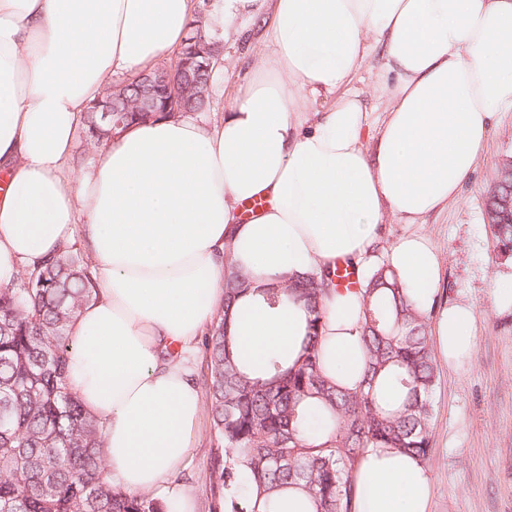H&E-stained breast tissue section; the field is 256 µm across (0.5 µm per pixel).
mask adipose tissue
I'll return each instance as SVG.
<instances>
[{
	"mask_svg": "<svg viewBox=\"0 0 512 512\" xmlns=\"http://www.w3.org/2000/svg\"><path fill=\"white\" fill-rule=\"evenodd\" d=\"M198 6L0 0V285L83 235L98 293L70 326L67 384L104 424L108 478L132 493L166 487L190 453L197 342L223 312L226 266L255 288L348 260L367 276L378 225L456 202L495 116L512 110V0H212L214 37L246 14L272 45L229 112L128 126L73 171L90 102L115 74L177 49ZM375 53L387 100L376 121L350 90ZM385 261L415 306L431 307L442 258L428 237L405 236ZM363 318L358 289L322 303L320 372L352 392ZM308 320L302 305L273 312L242 296L234 353L255 366L295 358ZM475 323L468 304L443 308L439 356H468ZM353 482V512H430L431 472L416 455L367 449Z\"/></svg>",
	"mask_w": 512,
	"mask_h": 512,
	"instance_id": "obj_1",
	"label": "adipose tissue"
}]
</instances>
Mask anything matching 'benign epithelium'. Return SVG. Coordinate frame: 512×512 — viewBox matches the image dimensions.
Instances as JSON below:
<instances>
[{
    "mask_svg": "<svg viewBox=\"0 0 512 512\" xmlns=\"http://www.w3.org/2000/svg\"><path fill=\"white\" fill-rule=\"evenodd\" d=\"M221 54L219 42L208 38L203 29L194 25L180 48L174 62L153 72L141 73L117 88V93L107 102L95 104L94 111L103 118L114 117L129 111V87L138 93V111L177 115L186 111V97L181 91L207 89L215 65Z\"/></svg>",
    "mask_w": 512,
    "mask_h": 512,
    "instance_id": "benign-epithelium-1",
    "label": "benign epithelium"
}]
</instances>
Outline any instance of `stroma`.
<instances>
[{"label": "stroma", "instance_id": "1", "mask_svg": "<svg viewBox=\"0 0 512 512\" xmlns=\"http://www.w3.org/2000/svg\"><path fill=\"white\" fill-rule=\"evenodd\" d=\"M251 25L236 19L225 30L224 66L217 76L208 120L233 105L244 82L271 53L261 38H248ZM512 160V112L499 113L474 172L458 201L421 224L390 218L378 228L377 251L420 233L443 258L439 306L470 304L476 313V343L456 364L437 360L432 394L431 512H512V308H498L493 285L512 276V258L498 255L485 211V193L499 166ZM217 440L210 406H203L186 465L174 483L191 488L195 512H207L209 461Z\"/></svg>", "mask_w": 512, "mask_h": 512}]
</instances>
